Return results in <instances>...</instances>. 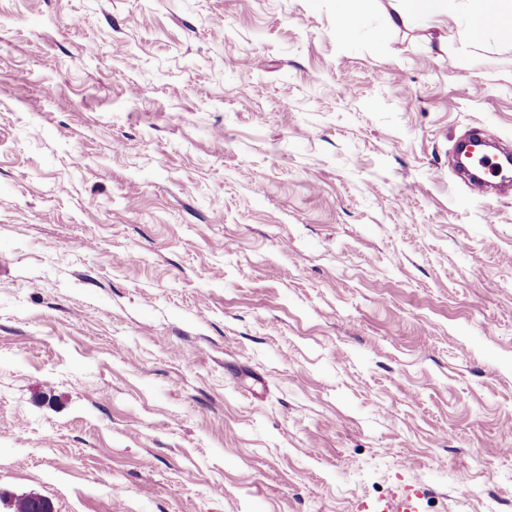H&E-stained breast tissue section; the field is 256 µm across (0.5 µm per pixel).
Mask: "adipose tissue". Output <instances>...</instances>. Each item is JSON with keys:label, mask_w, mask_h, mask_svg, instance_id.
<instances>
[{"label": "adipose tissue", "mask_w": 512, "mask_h": 512, "mask_svg": "<svg viewBox=\"0 0 512 512\" xmlns=\"http://www.w3.org/2000/svg\"><path fill=\"white\" fill-rule=\"evenodd\" d=\"M391 27L410 28L427 22H437L455 14L466 25L462 31L465 41H476L479 32L493 33L503 45L512 47V0H390ZM485 17L481 30H474V18Z\"/></svg>", "instance_id": "obj_1"}]
</instances>
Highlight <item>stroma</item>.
<instances>
[{
  "mask_svg": "<svg viewBox=\"0 0 512 512\" xmlns=\"http://www.w3.org/2000/svg\"><path fill=\"white\" fill-rule=\"evenodd\" d=\"M366 0H0V512H512V48ZM361 2L363 0H336L342 35H350L360 27L363 14ZM502 155H507L508 159L511 157V148L505 146L499 149V155L495 158L484 157L480 162L479 166L484 169L487 174V178L481 177L480 179H474L473 175L468 171L464 170L466 176V184L469 192L476 198H488V191L490 187L498 185L500 187L510 186L512 183V173H503L499 167L500 163L497 162ZM491 178H497L498 181H492Z\"/></svg>",
  "mask_w": 512,
  "mask_h": 512,
  "instance_id": "stroma-1",
  "label": "stroma"
}]
</instances>
